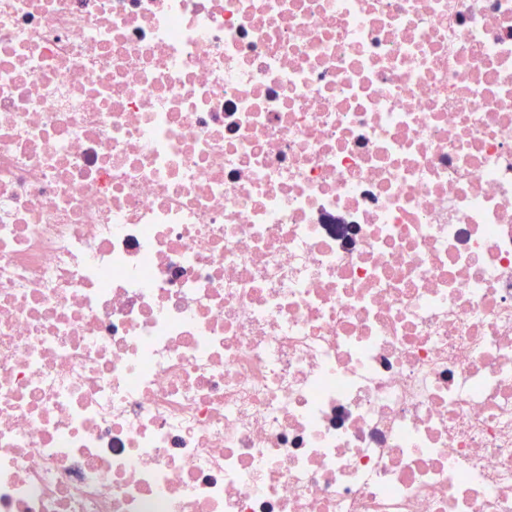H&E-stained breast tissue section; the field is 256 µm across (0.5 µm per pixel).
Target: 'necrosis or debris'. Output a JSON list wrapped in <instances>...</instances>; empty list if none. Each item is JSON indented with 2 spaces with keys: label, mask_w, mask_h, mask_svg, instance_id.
Listing matches in <instances>:
<instances>
[{
  "label": "necrosis or debris",
  "mask_w": 512,
  "mask_h": 512,
  "mask_svg": "<svg viewBox=\"0 0 512 512\" xmlns=\"http://www.w3.org/2000/svg\"><path fill=\"white\" fill-rule=\"evenodd\" d=\"M0 512H512V0H0Z\"/></svg>",
  "instance_id": "4bbe7bcc"
}]
</instances>
